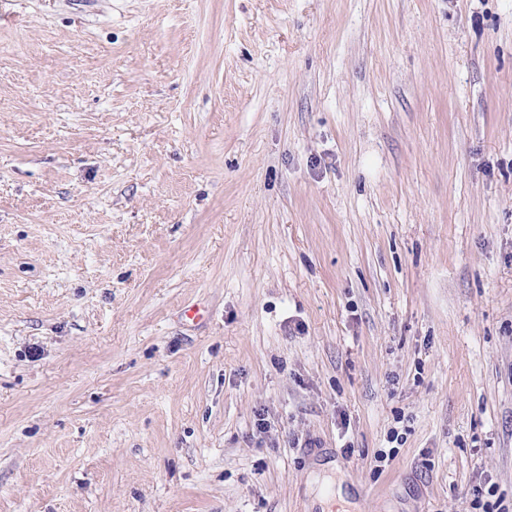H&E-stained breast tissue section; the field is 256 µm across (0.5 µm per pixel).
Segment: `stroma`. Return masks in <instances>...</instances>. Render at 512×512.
I'll list each match as a JSON object with an SVG mask.
<instances>
[{
    "label": "stroma",
    "mask_w": 512,
    "mask_h": 512,
    "mask_svg": "<svg viewBox=\"0 0 512 512\" xmlns=\"http://www.w3.org/2000/svg\"><path fill=\"white\" fill-rule=\"evenodd\" d=\"M512 501V0H0V512Z\"/></svg>",
    "instance_id": "1"
}]
</instances>
